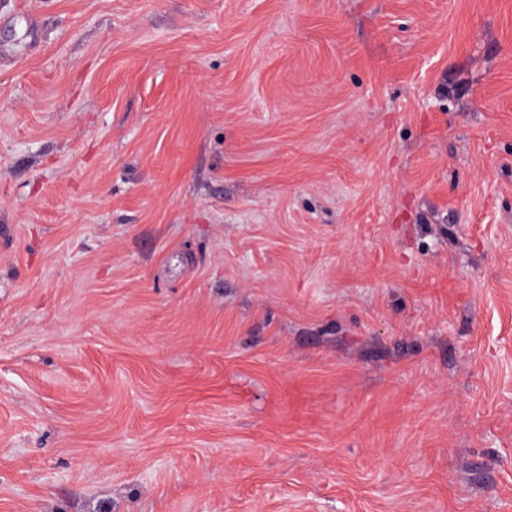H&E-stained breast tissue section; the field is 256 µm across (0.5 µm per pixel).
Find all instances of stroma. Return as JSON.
<instances>
[{"instance_id":"obj_1","label":"stroma","mask_w":512,"mask_h":512,"mask_svg":"<svg viewBox=\"0 0 512 512\" xmlns=\"http://www.w3.org/2000/svg\"><path fill=\"white\" fill-rule=\"evenodd\" d=\"M0 512H512V0H0Z\"/></svg>"}]
</instances>
